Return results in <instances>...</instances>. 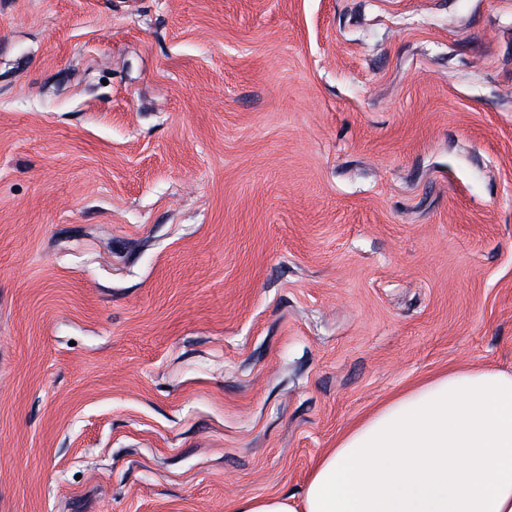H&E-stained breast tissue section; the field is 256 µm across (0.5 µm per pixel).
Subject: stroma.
Listing matches in <instances>:
<instances>
[{"label": "stroma", "instance_id": "1", "mask_svg": "<svg viewBox=\"0 0 512 512\" xmlns=\"http://www.w3.org/2000/svg\"><path fill=\"white\" fill-rule=\"evenodd\" d=\"M512 371V0H0V512H232Z\"/></svg>", "mask_w": 512, "mask_h": 512}]
</instances>
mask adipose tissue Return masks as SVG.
<instances>
[{"mask_svg": "<svg viewBox=\"0 0 512 512\" xmlns=\"http://www.w3.org/2000/svg\"><path fill=\"white\" fill-rule=\"evenodd\" d=\"M234 512H512V373L441 372L344 431L299 492Z\"/></svg>", "mask_w": 512, "mask_h": 512, "instance_id": "1", "label": "adipose tissue"}]
</instances>
